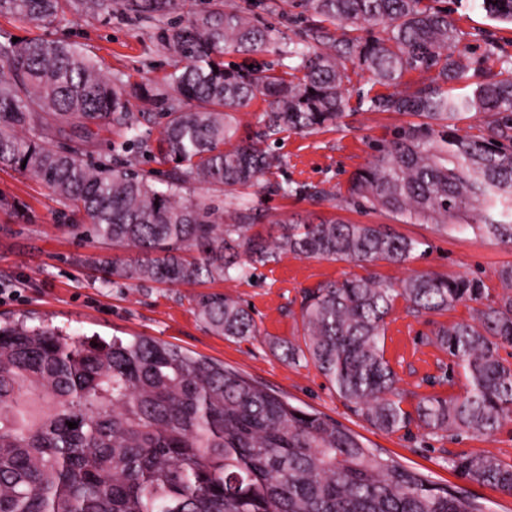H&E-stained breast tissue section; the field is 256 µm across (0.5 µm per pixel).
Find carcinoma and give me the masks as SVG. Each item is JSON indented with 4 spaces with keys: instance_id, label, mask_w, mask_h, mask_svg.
<instances>
[{
    "instance_id": "cac0c4a2",
    "label": "carcinoma",
    "mask_w": 512,
    "mask_h": 512,
    "mask_svg": "<svg viewBox=\"0 0 512 512\" xmlns=\"http://www.w3.org/2000/svg\"><path fill=\"white\" fill-rule=\"evenodd\" d=\"M312 23L288 41L291 64L272 69L227 64L278 43L224 0L181 21L177 0H0V14L51 25L66 11L126 17L155 26L157 39L185 65L126 87L107 77L83 44L0 35V166L41 180L98 242L136 248L147 258L104 267L113 277L195 285L292 253L354 262H404L421 242L382 224L336 219L290 221L277 238L253 231L259 214L224 212L181 195L194 183L250 187L282 165L267 142L285 131L336 125L346 109V64L395 88L363 100L369 112L408 113L367 166L349 180L346 200L403 224L436 231L477 229L512 243V61L499 70L456 53L453 11L426 0H299ZM493 20L512 23V0H478ZM342 29L335 35L328 25ZM362 28L379 29L365 39ZM435 72L412 90L404 76ZM468 88L457 95L447 83ZM263 97V131L233 142L232 113ZM157 105L159 136L149 112ZM483 117L476 134L455 121ZM118 126L124 151L138 150L170 169L158 179L128 160L91 159L92 139ZM62 138L61 147L54 146ZM245 255L247 261L239 259ZM486 304L481 279L418 273L401 285L374 278L330 282L305 295L303 343L280 345L290 363L312 362L348 406L375 429L411 423L437 434H491L512 421V265ZM401 298L418 314L474 304L469 322L435 334L467 377L463 394L406 393L384 356L385 318ZM198 314L217 333L256 332L247 307L222 293L196 296ZM76 422L78 427L69 428ZM458 475L512 495V465L490 453L451 460ZM0 512H479L462 493L440 486L366 448L352 431L291 405L238 371L151 336L75 338L59 328L0 325Z\"/></svg>"
}]
</instances>
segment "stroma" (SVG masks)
I'll use <instances>...</instances> for the list:
<instances>
[{
	"label": "stroma",
	"instance_id": "obj_1",
	"mask_svg": "<svg viewBox=\"0 0 512 512\" xmlns=\"http://www.w3.org/2000/svg\"><path fill=\"white\" fill-rule=\"evenodd\" d=\"M444 3L454 12L463 45H495L489 66L499 67L501 58L512 56V24L489 19L473 0ZM224 6L250 13L273 26L282 38L296 42L305 38L307 21L288 0H224ZM0 32L21 39L39 35L83 43L100 58L106 75L134 81L147 77L159 86L180 62L154 38L148 24L117 13L105 18L71 11L62 22L46 28L0 16ZM347 74L349 107L338 126L309 134L286 131L273 147L282 160L273 181L323 188L331 191V198L313 200L302 194L285 198L270 193L264 182L224 193L194 185L184 195L220 206L228 215L240 203H248L260 216L258 231L272 236L278 223L292 218L336 217L356 224H382L394 233L423 241V256L403 263H356L288 254L278 262L257 266L252 277L234 276L198 285L110 279L101 259L116 256L131 263L140 259V252L100 244L83 228L71 225L64 206L44 183L32 175L3 169L0 194L14 199L17 207L0 210V324L23 319L32 326L48 323L73 336L159 338L238 371L293 406L338 421L368 447L435 483L462 491L481 503L485 512H512V496L463 481L448 465L458 454L483 451L512 464V421L488 436L433 435L414 425L384 433L350 410L313 363H288L273 348L277 341L302 342L304 296L325 283L373 276L397 285L413 274L434 272L481 278L493 297L502 288L498 269L512 264V244L480 231L438 233L428 224H401L348 204L342 194L348 178L372 160L377 144L390 140L393 131L410 123L412 117L365 111L359 105V93L373 95L382 87L358 66H349ZM210 292L223 293L247 306L255 321V335L227 338L213 333L197 316L193 302L197 294ZM470 318L466 303L418 316L404 300L395 301L385 319L384 355L406 393L405 409H412L425 396L451 397L464 391L462 370L432 338L439 329Z\"/></svg>",
	"mask_w": 512,
	"mask_h": 512
}]
</instances>
